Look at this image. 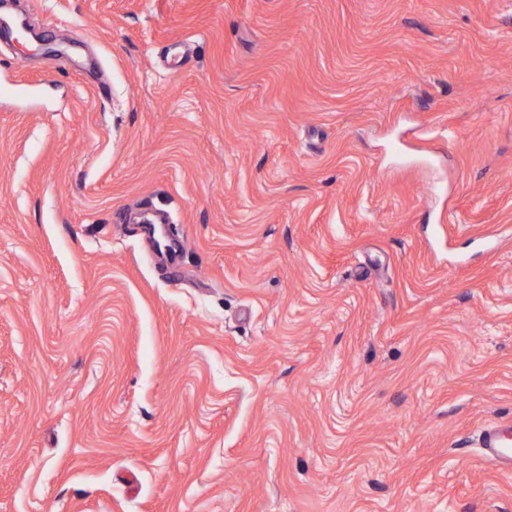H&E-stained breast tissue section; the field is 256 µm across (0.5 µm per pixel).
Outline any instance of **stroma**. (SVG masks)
Listing matches in <instances>:
<instances>
[{
	"label": "stroma",
	"mask_w": 512,
	"mask_h": 512,
	"mask_svg": "<svg viewBox=\"0 0 512 512\" xmlns=\"http://www.w3.org/2000/svg\"><path fill=\"white\" fill-rule=\"evenodd\" d=\"M7 7L0 512H512V0ZM480 443L488 461L499 469L512 470V421L486 427L481 432Z\"/></svg>",
	"instance_id": "obj_1"
}]
</instances>
